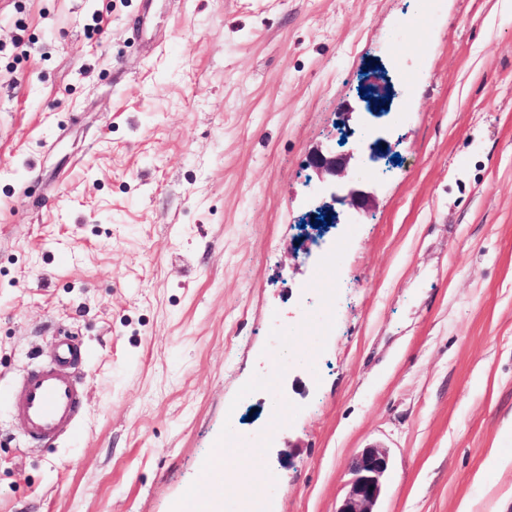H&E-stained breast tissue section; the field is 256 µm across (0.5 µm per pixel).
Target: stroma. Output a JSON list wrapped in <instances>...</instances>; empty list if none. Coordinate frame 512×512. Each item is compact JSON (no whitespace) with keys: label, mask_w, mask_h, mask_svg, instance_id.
<instances>
[{"label":"stroma","mask_w":512,"mask_h":512,"mask_svg":"<svg viewBox=\"0 0 512 512\" xmlns=\"http://www.w3.org/2000/svg\"><path fill=\"white\" fill-rule=\"evenodd\" d=\"M421 9L0 0V512H239L243 464L337 512L370 446L378 512H512V0H442L364 116ZM372 144L306 241L312 159ZM65 334L84 410L30 444L5 396Z\"/></svg>","instance_id":"stroma-1"}]
</instances>
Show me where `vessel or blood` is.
<instances>
[{
	"label": "vessel or blood",
	"mask_w": 512,
	"mask_h": 512,
	"mask_svg": "<svg viewBox=\"0 0 512 512\" xmlns=\"http://www.w3.org/2000/svg\"><path fill=\"white\" fill-rule=\"evenodd\" d=\"M85 356L68 340H57L51 360L28 370L21 379L11 402L31 440L49 441L75 429L83 412L82 390L61 368L79 364Z\"/></svg>",
	"instance_id": "vessel-or-blood-1"
}]
</instances>
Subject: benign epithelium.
Segmentation results:
<instances>
[{"label": "benign epithelium", "mask_w": 512, "mask_h": 512, "mask_svg": "<svg viewBox=\"0 0 512 512\" xmlns=\"http://www.w3.org/2000/svg\"><path fill=\"white\" fill-rule=\"evenodd\" d=\"M372 86L371 96L376 102L388 101L397 95L394 87L386 80L373 75L368 80ZM354 158L351 153L340 157L320 155L312 160L318 174L328 173L341 178L339 182H327L319 179L317 190L322 196L320 212L330 224H339L335 204L343 203L359 211L366 205L367 192L357 188L354 183L344 180L349 161ZM389 467V454L383 448H365L356 455L349 466L352 474L350 490L336 512H376L383 493V477Z\"/></svg>", "instance_id": "7a95c632"}]
</instances>
